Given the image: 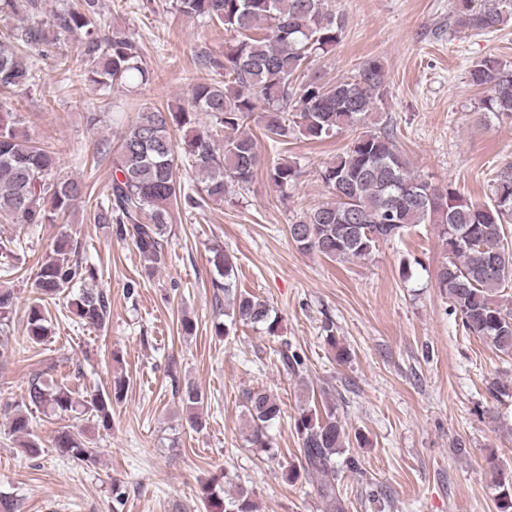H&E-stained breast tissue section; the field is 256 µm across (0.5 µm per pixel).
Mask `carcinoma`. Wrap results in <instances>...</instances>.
I'll list each match as a JSON object with an SVG mask.
<instances>
[{
	"instance_id": "carcinoma-1",
	"label": "carcinoma",
	"mask_w": 512,
	"mask_h": 512,
	"mask_svg": "<svg viewBox=\"0 0 512 512\" xmlns=\"http://www.w3.org/2000/svg\"><path fill=\"white\" fill-rule=\"evenodd\" d=\"M327 0H176L185 16L221 25L234 34L233 44L217 55L202 46L195 51L199 70L220 77L191 87L190 105L174 110L146 109L138 113L118 137L114 173L104 198L97 202L94 221L113 228L119 238L129 237L151 277L164 258V243L173 208L192 211L206 201L221 203L228 187L241 189L253 180L260 159L246 130L252 117L263 124L267 137L282 140L299 133L322 140L344 128L358 126L382 99L387 74L377 59L366 61L351 78L328 86L315 80L299 81L307 61L328 53L340 40L343 14L329 9ZM28 15L30 23L0 44V91L23 92L32 85L33 65L18 54L22 46L40 56L55 53L57 40L78 41L74 64L78 76L96 84L103 97L114 87L138 91L154 82V71L142 59L140 48L122 27L102 29L100 0H61L49 26L36 19L39 0H0V14ZM458 29L493 33L512 20V0H457L452 10ZM471 85L483 90L475 111L477 121L512 117V65L497 58L472 62ZM210 117L212 128L198 129L199 114ZM293 119H288L287 115ZM184 131L181 143L172 138ZM198 169L202 186L182 188L179 164ZM302 171L283 161L268 170L269 180L284 190ZM320 179L329 201L289 225L296 247L327 258L367 259L383 242L401 238L414 224H435L448 252V261L436 273L438 288L448 296L451 310L466 332L503 354H512V307L499 299V290L512 283V247L504 243V225L512 219V174L502 172L494 181L490 202L465 199L455 190L434 186L415 174L399 148L396 131L383 127L361 132L348 151L325 166ZM86 195V185L61 174L57 152L38 147L18 129L17 114L0 102V222L46 224L68 212ZM70 235L63 234L46 253L33 288L42 298L66 293L67 309L87 327L104 328L111 302L106 291L86 287L98 269L76 256ZM210 264L217 278L213 287L224 294L216 309L229 322L218 324L216 334L229 335L237 323L264 325L273 335L277 319L266 301L235 288V263L220 246L211 249ZM78 291H72V288ZM16 297L0 288V338L12 335ZM45 307L34 302L26 317V337L32 343L48 338ZM280 361L294 375L306 369L304 357L281 342ZM126 380L113 381L109 391H91L76 399V390L64 382L36 377L22 401L5 405L9 433L23 439L25 451L35 456L40 444L31 427L32 410L49 409L66 416L77 408L89 413L97 426L112 428V405L121 401ZM185 407L190 428L203 427L204 397L190 382L175 387ZM247 441L258 452L270 453L267 429L281 417L273 395L263 389L245 394ZM301 441L298 466L288 469L290 482L300 476L319 479L317 492L326 512H346L341 469L336 455L349 443L336 418V409L303 407L294 418ZM60 455L95 464L94 449L84 437L61 427L53 439ZM500 512H512V479L497 476ZM200 499L207 512H257L250 493L240 487L225 497L218 478L200 484Z\"/></svg>"
}]
</instances>
